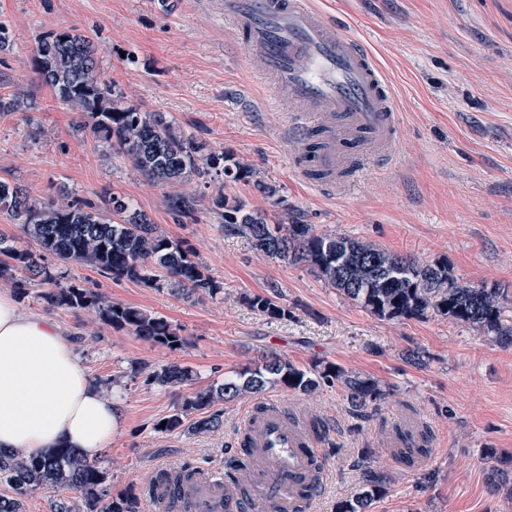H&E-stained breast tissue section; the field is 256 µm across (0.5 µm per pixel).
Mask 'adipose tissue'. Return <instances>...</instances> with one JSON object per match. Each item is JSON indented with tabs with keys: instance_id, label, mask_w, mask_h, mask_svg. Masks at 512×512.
<instances>
[{
	"instance_id": "adipose-tissue-1",
	"label": "adipose tissue",
	"mask_w": 512,
	"mask_h": 512,
	"mask_svg": "<svg viewBox=\"0 0 512 512\" xmlns=\"http://www.w3.org/2000/svg\"><path fill=\"white\" fill-rule=\"evenodd\" d=\"M119 423V407L76 359L62 329L0 293V450L74 448L93 460Z\"/></svg>"
}]
</instances>
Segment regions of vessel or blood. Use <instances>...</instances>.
<instances>
[{"instance_id":"vessel-or-blood-1","label":"vessel or blood","mask_w":512,"mask_h":512,"mask_svg":"<svg viewBox=\"0 0 512 512\" xmlns=\"http://www.w3.org/2000/svg\"><path fill=\"white\" fill-rule=\"evenodd\" d=\"M221 9L265 66L270 96L288 107L299 146L316 144L313 166L295 159L294 175L320 189H343L365 165L395 158L399 113L386 74L345 22L309 0H223ZM246 465L231 474L198 469L191 482L153 486L151 512L189 502L194 512H316L330 477L320 442L304 418L277 400L247 406L234 433Z\"/></svg>"}]
</instances>
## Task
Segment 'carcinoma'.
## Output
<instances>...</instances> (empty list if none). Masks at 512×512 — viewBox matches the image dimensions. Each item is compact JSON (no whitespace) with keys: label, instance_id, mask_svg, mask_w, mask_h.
I'll use <instances>...</instances> for the list:
<instances>
[{"label":"carcinoma","instance_id":"carcinoma-1","mask_svg":"<svg viewBox=\"0 0 512 512\" xmlns=\"http://www.w3.org/2000/svg\"><path fill=\"white\" fill-rule=\"evenodd\" d=\"M37 69L42 81L80 116L82 133L90 132L115 153L127 157L137 172L160 186H173L195 176L215 183L210 208L222 219L224 233L243 238L258 254L288 265H304L326 285L336 289L370 314L394 320L428 313L455 323L478 327L504 345H512V294L498 285H472L460 281L448 259L421 265L372 242L345 234H318L309 224L284 215L270 224L267 215L237 196L224 194V186H251L278 205L277 186L258 178L257 171L230 151H216L185 135L163 112H144L124 100L104 79L98 49L83 34L52 32L37 46ZM166 206L178 220L193 218L199 199L171 193ZM0 214L21 226L31 243L0 236V278L20 271L26 279L13 287L21 294L33 282L51 285L42 297L53 306L98 314L105 323L125 329L151 344L178 348L184 345L180 329L168 320L134 306L112 302L90 288L59 286L43 260L53 256L64 263L90 267L111 279H127L157 288L166 287L185 299L198 292L215 294L221 285L193 252L159 232L147 215L120 193L109 196L103 211L94 210L60 190V201L42 203L19 184L0 181ZM250 306L270 317L283 318L288 309L270 297L248 298ZM161 386L191 385L195 373L188 366H165L149 373ZM340 382L353 408L361 410L386 396L370 377L333 365L310 372L291 362L270 358L254 369L224 377L221 383L199 388L181 410L164 417L159 433L187 431L204 434L217 430L222 416L210 409L271 386L310 395L321 383ZM194 412L201 416L190 421ZM105 472L74 448H55L40 456L0 452V482L14 495H0V512H23L29 491L60 488L80 494L81 505L57 501L54 512H140L139 498L125 493L111 500L100 495ZM367 488L340 502L337 512H368L381 493L382 477L366 474Z\"/></svg>","mask_w":512,"mask_h":512}]
</instances>
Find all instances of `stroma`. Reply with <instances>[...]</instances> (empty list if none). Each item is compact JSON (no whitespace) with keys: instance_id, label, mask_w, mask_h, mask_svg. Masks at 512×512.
<instances>
[{"instance_id":"1","label":"stroma","mask_w":512,"mask_h":512,"mask_svg":"<svg viewBox=\"0 0 512 512\" xmlns=\"http://www.w3.org/2000/svg\"><path fill=\"white\" fill-rule=\"evenodd\" d=\"M311 3L344 17L370 45L400 113L395 163L367 166L332 195L294 176L297 145L287 112L272 104L261 63L218 0H0L9 36L0 51V94L24 101L0 116V180L46 203L63 185L101 210L109 194L122 193L222 285L220 293L186 301L48 258L61 284L81 282L179 327L186 343L177 349L112 328L92 312L49 306L35 285L17 303L69 334L77 359L108 384L120 408L112 444L97 461L109 474L106 496L144 495L164 464L226 465L237 418L262 398L297 403L328 423L330 479L319 512H336L337 503L359 492L368 465L385 481L370 512H512L511 346L431 314L377 318L306 266L275 262L225 236L209 206L176 221L165 187L134 173L104 142L76 132L80 115L36 70L40 39L77 30L98 45L107 78L126 101L167 113L185 134L233 152L284 200L275 205L249 189L242 196L251 207L273 217L287 210L316 232L370 241L422 264L444 257L461 281L512 289V0ZM273 291L288 317L270 318L248 305V297ZM413 351L422 363L408 360ZM269 354L306 370L336 365L377 380L390 395L355 411L337 383L311 396L271 387L218 405L223 424L216 432L156 431L193 388L257 367ZM174 364L193 368L194 386L147 384L149 371ZM405 412L420 417L431 440L429 459L409 466L384 445Z\"/></svg>"}]
</instances>
